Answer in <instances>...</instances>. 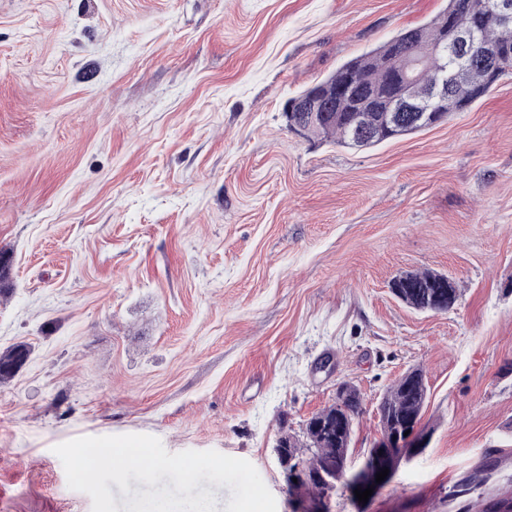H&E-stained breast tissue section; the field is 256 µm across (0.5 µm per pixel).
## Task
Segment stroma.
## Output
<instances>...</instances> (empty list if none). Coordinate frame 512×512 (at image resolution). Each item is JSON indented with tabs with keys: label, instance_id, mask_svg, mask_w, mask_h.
<instances>
[{
	"label": "stroma",
	"instance_id": "obj_1",
	"mask_svg": "<svg viewBox=\"0 0 512 512\" xmlns=\"http://www.w3.org/2000/svg\"><path fill=\"white\" fill-rule=\"evenodd\" d=\"M447 0H0V512H92L54 446L147 434L249 461L422 369L427 448L368 502L448 512V475L512 448V76L371 148L289 130L288 99ZM460 295L421 312L393 279ZM333 355V372L314 366ZM393 293L407 306L418 310L435 313L447 312L455 304L458 297V288L455 282L448 279L447 275L431 272H407L397 276L393 281ZM450 291L452 305H445L447 298L445 293Z\"/></svg>",
	"mask_w": 512,
	"mask_h": 512
}]
</instances>
